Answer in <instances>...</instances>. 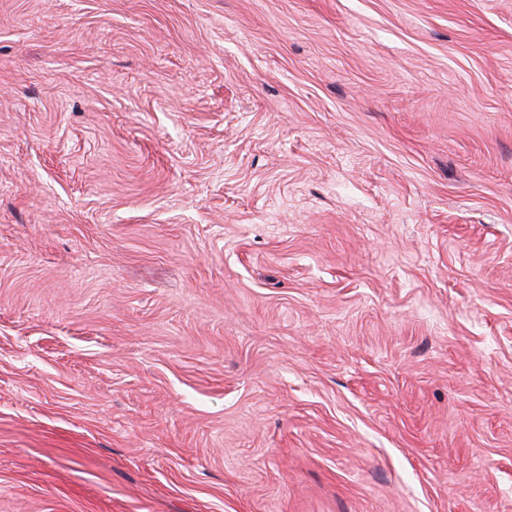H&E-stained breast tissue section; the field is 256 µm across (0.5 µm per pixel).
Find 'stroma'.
<instances>
[{
	"instance_id": "1",
	"label": "stroma",
	"mask_w": 512,
	"mask_h": 512,
	"mask_svg": "<svg viewBox=\"0 0 512 512\" xmlns=\"http://www.w3.org/2000/svg\"><path fill=\"white\" fill-rule=\"evenodd\" d=\"M0 512H512V0H0Z\"/></svg>"
}]
</instances>
